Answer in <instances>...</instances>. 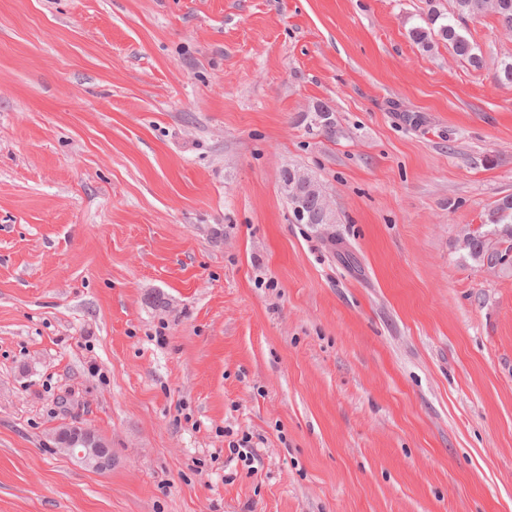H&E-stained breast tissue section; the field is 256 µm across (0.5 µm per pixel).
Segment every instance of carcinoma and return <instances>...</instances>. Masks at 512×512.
Listing matches in <instances>:
<instances>
[{
  "label": "carcinoma",
  "mask_w": 512,
  "mask_h": 512,
  "mask_svg": "<svg viewBox=\"0 0 512 512\" xmlns=\"http://www.w3.org/2000/svg\"><path fill=\"white\" fill-rule=\"evenodd\" d=\"M452 8L443 12L438 0H427L428 11L423 24L410 29L409 37L428 49L441 40L453 53L475 69L483 67V56L475 44L463 35L461 24L486 14L497 18L501 28L512 33V0H451ZM486 223L502 230L512 228V196L502 198L486 216Z\"/></svg>",
  "instance_id": "1"
}]
</instances>
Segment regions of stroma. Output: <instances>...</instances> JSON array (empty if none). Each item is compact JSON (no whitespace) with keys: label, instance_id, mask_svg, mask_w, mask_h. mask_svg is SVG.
<instances>
[{"label":"stroma","instance_id":"35a3bbf8","mask_svg":"<svg viewBox=\"0 0 512 512\" xmlns=\"http://www.w3.org/2000/svg\"><path fill=\"white\" fill-rule=\"evenodd\" d=\"M427 9L0 0V512H512V36ZM448 13L439 8V1L429 0L423 22L410 29L409 37L423 48H431L436 41L448 43L453 53L468 62L475 69L483 67V56L477 52L475 44L463 35L460 26L467 19L494 15L501 28L512 33V0H451ZM283 191L294 219L302 224L332 223V208L320 184L300 170L283 174ZM486 224H492L493 229L503 230L511 227L512 232V196H505L488 212ZM484 239L489 240V250L483 259V267L500 269L504 264H512V243L505 232H488ZM57 449L98 472L112 467V450L92 430L78 424L61 426L54 436Z\"/></svg>","mask_w":512,"mask_h":512}]
</instances>
